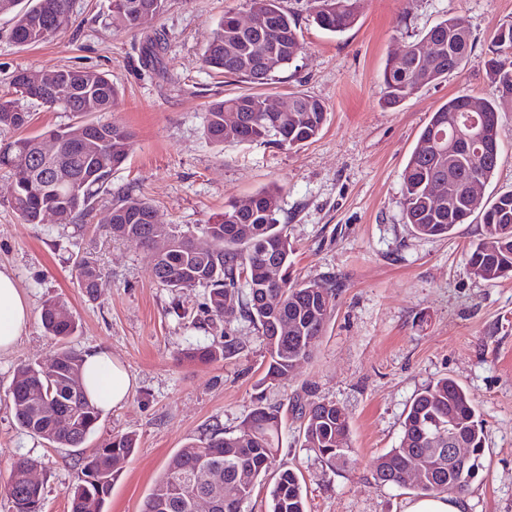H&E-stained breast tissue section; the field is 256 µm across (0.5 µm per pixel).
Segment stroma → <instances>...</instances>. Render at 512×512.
Returning <instances> with one entry per match:
<instances>
[{
	"label": "stroma",
	"instance_id": "stroma-1",
	"mask_svg": "<svg viewBox=\"0 0 512 512\" xmlns=\"http://www.w3.org/2000/svg\"><path fill=\"white\" fill-rule=\"evenodd\" d=\"M108 6L71 0L69 29L34 46L16 44L10 15H0V95L21 69L108 74L120 96L101 120L134 140L112 172L113 191L147 197L159 223L193 228L229 201L279 187L292 275L335 283L333 308L312 356L265 384V342L243 316V294L216 316L206 288L161 286L137 242L101 231L110 209L105 194L86 224L25 223L10 206L11 180L0 172V268L13 273L31 306L26 334L0 354V484L17 455H31L42 512H69L82 453L129 432L137 446L120 466L106 512H141L178 448L214 427L237 430L262 403L281 409L276 461L298 468L309 512H403L413 492L377 486L373 462L399 445L415 394L448 375L470 394L484 426L481 466L465 492L469 512H512V278L487 283L468 271L479 220L457 225L448 237L410 233L401 179L432 112L465 91L498 109L501 161L483 198L512 191V98L499 97L485 66L496 30L512 24V0H363L357 23L339 35L313 23L310 0H284L297 22L299 50L265 91H299L328 109L320 134L293 149L261 142L218 148L204 136L209 103L245 89L209 70L204 48L225 11L247 15L246 0H166L154 24L165 42L153 69L141 61L143 34L112 28ZM449 15L463 16L470 29L465 66L388 105L379 86L387 60ZM83 252L102 270L93 300L72 272ZM50 296L67 303L78 325L70 339L76 351L106 350L135 379L126 402L103 412L79 449L46 447L18 427L11 409L18 366L47 361L56 349L40 321ZM228 337L239 346L233 357L183 361L188 342ZM318 400L343 410L358 455L352 468H329L302 448L300 407Z\"/></svg>",
	"mask_w": 512,
	"mask_h": 512
}]
</instances>
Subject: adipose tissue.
<instances>
[{"mask_svg":"<svg viewBox=\"0 0 512 512\" xmlns=\"http://www.w3.org/2000/svg\"><path fill=\"white\" fill-rule=\"evenodd\" d=\"M31 317L29 303L12 274L0 269V352L10 351L25 334ZM84 376L90 400L103 410L126 401L134 381L127 370L103 350L86 352Z\"/></svg>","mask_w":512,"mask_h":512,"instance_id":"ef3b65f1","label":"adipose tissue"}]
</instances>
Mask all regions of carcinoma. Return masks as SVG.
Instances as JSON below:
<instances>
[{
    "instance_id": "cac0c4a2",
    "label": "carcinoma",
    "mask_w": 512,
    "mask_h": 512,
    "mask_svg": "<svg viewBox=\"0 0 512 512\" xmlns=\"http://www.w3.org/2000/svg\"><path fill=\"white\" fill-rule=\"evenodd\" d=\"M166 0H109L112 26L125 31L151 28ZM313 20L323 30L341 33L359 19L361 0H312ZM249 10L261 19L254 30L237 25L238 14L227 11L212 31L203 55L206 67L254 86L268 84L273 73L262 68L264 56L277 52L278 69L288 67L298 50L297 24L285 11L281 0H248ZM0 13L14 14L11 37L19 45L47 42L71 24L70 0H0ZM443 40L440 56L430 59L408 51L400 59L389 58L382 77L383 94L390 104L412 97L420 89L448 76L466 61L472 44L464 17L450 15L432 26L423 40ZM486 65L491 82L500 96L512 98V24L501 27L495 37ZM65 73L96 93L92 105L63 107L74 122L63 129H52L59 146L57 154L41 157L32 167L18 170L16 158L39 153L41 135H21L0 146V168L15 183L11 204L28 224L43 223L44 212L54 213L60 224H82L94 208L96 198L113 195L114 224L102 225L105 235L114 239H134L149 251L151 271L157 282L174 290L206 287L210 309L224 314V301L242 284L246 287L243 316L264 337L268 362L264 380L273 382L288 373L300 361L309 358L322 335L332 309L334 286L318 281L298 282L290 274L292 244L286 225L279 222L280 191L268 188L224 206L199 229L178 228L170 224H149L145 217L154 211L143 196L129 190L112 194V169L121 165L133 148V135L124 128L106 124V135L98 134L101 121L95 115L108 112L117 102L119 91L106 75L89 69L62 68ZM16 97H0V126L24 130L31 114L19 105L18 98H29L52 109L56 107L45 90L28 80V72L12 77ZM279 111L263 108L268 94L246 90L214 101L209 105L204 135L214 146L265 142L295 148L315 138L326 122L324 102L302 92L282 95ZM478 103L488 116V140L499 143L498 115L495 104L485 98L460 93L448 99L434 112L419 134L402 171L405 224L420 237H446L474 214L440 211L432 197L441 189L438 175L457 163L454 193L458 204L467 202L469 180L485 184L499 166L501 150L483 158L470 159L462 146L448 149L441 132L463 112L469 101ZM482 238L468 253L471 273L489 283L512 276V193L506 192L481 211ZM166 235L173 247L159 263L152 254L153 238ZM277 251L282 275L267 278L261 254ZM75 274L86 295L94 299L102 271L93 258L81 254L75 259ZM279 308L283 320L297 325L295 335L279 336L271 346V322L267 310ZM45 332L57 344L45 363H27L17 368L10 389L14 417L19 427L53 448H79L94 431L101 411L90 402L83 382V356L68 345L77 325L67 305L48 299L41 310ZM237 351L232 340L224 344L190 343L183 356L192 362L210 363L231 357ZM74 417L69 430L57 428L59 414ZM456 435L478 455H483L485 436L481 421L469 394L446 376L430 383L411 401L403 422L400 445L376 458L374 479L380 486H401V473L411 456L421 458L424 480L412 487L419 497H435L464 492L474 476L442 464L440 443L448 441V422ZM281 416L279 408L256 405L235 432L215 429L199 439L187 442L169 458L141 512H192L197 490L189 479L206 463L219 469L217 484L208 486L214 499L213 512H242L253 497L258 478L267 473L279 450ZM302 446L317 460L346 468L356 462L350 429L341 408L333 402H313L304 411ZM135 448L132 434L115 435L104 446L83 458L81 478L68 492L70 512H106L105 504L117 476L113 460L126 458ZM38 460L19 455L7 480V498L16 512H39L25 508L38 504L39 485H30L26 476ZM268 512H307L306 498L297 469L283 464L274 475Z\"/></svg>"
}]
</instances>
